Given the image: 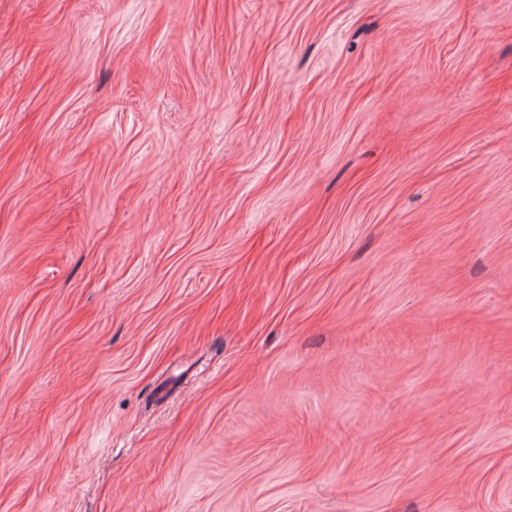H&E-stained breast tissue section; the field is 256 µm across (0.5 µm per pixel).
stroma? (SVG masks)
Returning a JSON list of instances; mask_svg holds the SVG:
<instances>
[{"label":"stroma","instance_id":"1","mask_svg":"<svg viewBox=\"0 0 512 512\" xmlns=\"http://www.w3.org/2000/svg\"><path fill=\"white\" fill-rule=\"evenodd\" d=\"M0 512H512V0H0Z\"/></svg>","mask_w":512,"mask_h":512}]
</instances>
